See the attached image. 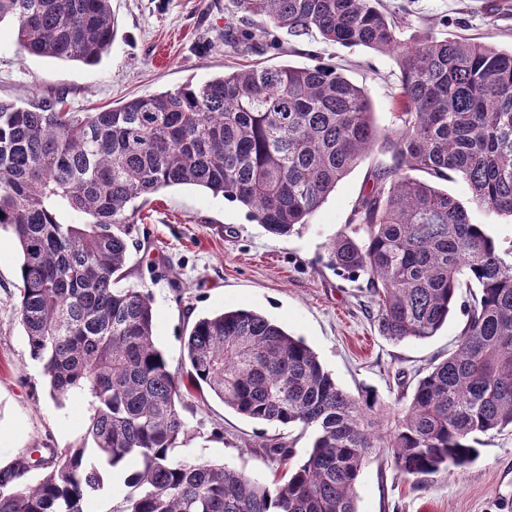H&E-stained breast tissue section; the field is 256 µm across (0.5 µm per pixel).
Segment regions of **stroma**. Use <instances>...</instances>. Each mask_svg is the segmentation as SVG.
<instances>
[{"instance_id":"1","label":"stroma","mask_w":512,"mask_h":512,"mask_svg":"<svg viewBox=\"0 0 512 512\" xmlns=\"http://www.w3.org/2000/svg\"><path fill=\"white\" fill-rule=\"evenodd\" d=\"M380 3L406 18L402 39L431 32L512 47V0ZM112 15L114 40L94 65L24 54L15 25L0 22V100L23 104L63 93L71 111L91 112L254 62L302 66L316 56L366 90L381 131L397 127L393 96L400 73L392 56L283 31L276 34L279 48L230 50L224 25L235 16L233 0H112ZM392 162L391 153L373 151L337 184L308 225L287 237L269 235L244 208L193 186L152 195L136 212L141 246L128 264L127 281L152 292L155 341L171 371L181 370L183 340L197 317L251 309L301 337L345 391L374 389L387 420H394L430 363L453 349L465 317L455 311L424 341H389L373 326L376 304L366 277L327 265L328 244L346 231L352 208L369 192L371 170ZM19 264L10 233H1L0 469L36 448L81 445L89 416L85 401L59 403L49 396L14 307ZM182 414L190 432L176 456L205 458L261 481L283 471L265 452L266 439L290 445L296 464L313 442L312 432L248 420L207 392L189 397ZM478 448V458L466 467L418 476L399 472L386 450L377 449L359 476L358 512H512V429L480 436Z\"/></svg>"}]
</instances>
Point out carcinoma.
I'll list each match as a JSON object with an SVG mask.
<instances>
[{"instance_id":"obj_1","label":"carcinoma","mask_w":512,"mask_h":512,"mask_svg":"<svg viewBox=\"0 0 512 512\" xmlns=\"http://www.w3.org/2000/svg\"><path fill=\"white\" fill-rule=\"evenodd\" d=\"M233 49L269 46L283 30L395 57L398 133L378 130L364 88L329 64H252L97 112L64 97L0 100V231L20 255L17 318L53 398L87 401L84 440L53 448L35 484L0 470V512H96L126 460L128 491L106 512H358L356 486L378 448L416 476L479 454L478 436L512 427V245L473 221L512 218V49L425 32L379 0H235ZM21 49L95 64L114 37L111 0H0ZM370 191L331 241L328 262L364 275L380 335L426 340L473 288L456 349L419 378L401 415L364 388L352 395L302 339L250 310L201 317L184 338L188 382L154 337L145 285L128 277L137 200L192 185L236 201L273 236L304 228L336 185L377 146ZM428 173L432 180L413 176ZM455 176L463 203L434 180ZM67 209L79 221L63 224ZM208 390L242 417L314 434L308 457L269 485L222 464L179 459L188 432L185 391ZM281 465L293 451L264 445Z\"/></svg>"}]
</instances>
